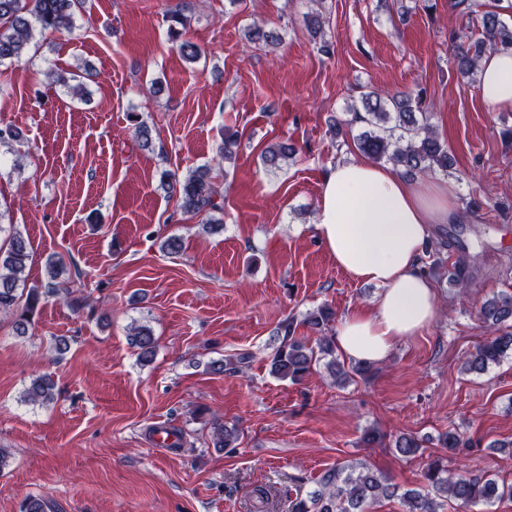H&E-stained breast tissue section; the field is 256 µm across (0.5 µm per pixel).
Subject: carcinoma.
<instances>
[{"instance_id": "carcinoma-1", "label": "carcinoma", "mask_w": 512, "mask_h": 512, "mask_svg": "<svg viewBox=\"0 0 512 512\" xmlns=\"http://www.w3.org/2000/svg\"><path fill=\"white\" fill-rule=\"evenodd\" d=\"M81 0H0V65L19 63L25 57L32 39V31L69 32L73 15ZM456 76L468 83L477 81L480 63L485 55L512 50V25L500 18L495 11H483L478 32L451 34ZM350 123H359L366 129L357 138V148L368 157L391 164L408 176L425 175L436 170L443 172L453 165V158L446 145L430 127L425 113L420 111V101L410 96L383 97L370 90L359 96V102L350 107ZM295 152L286 142L267 148L263 155L266 168L278 169ZM178 197L180 209L186 213L209 214L223 209L217 202L221 197L218 185L206 168L195 170L184 181L170 186ZM31 259L28 243L19 230H14L7 250H0V314L13 316L16 335L24 336L39 306L49 296H59L72 307L79 309V299L73 297L77 282L60 280L62 261L51 257L47 261V280L40 288H30L26 296L18 293L21 274ZM479 318L496 335L485 339L476 351L465 360L464 368L483 373L492 364L499 363L512 352V332H502L500 327L512 321V295L496 294L484 300L478 311ZM333 312L321 307L309 313L306 322L317 332L322 331L332 319ZM279 343L271 355V372L280 379L293 382L310 374L313 364L328 359L326 366L344 379L351 375L365 376L370 366L357 363L345 369L336 361V344L324 336L318 348L307 346L294 336L293 321L283 322L277 331ZM131 343L140 350V358L153 357L156 341L151 328L139 325L133 329ZM251 355L240 353L235 357L216 361L213 368L240 372L250 363ZM30 402L51 403L55 399L54 384L45 376L31 380L24 392ZM237 441L236 430L217 424L213 427L212 442L216 448H232ZM397 453L412 456L421 450L419 440L403 435L394 444ZM426 490L410 489L398 494V488L388 482L380 472L364 462H355L327 472L319 487L304 497L296 499L291 512H368L381 499L401 496L406 512H440L438 497L456 501L470 509L480 503L490 504L512 496V486H505L493 477L473 474L449 475L442 457L429 461L422 472Z\"/></svg>"}]
</instances>
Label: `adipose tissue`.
<instances>
[{
    "label": "adipose tissue",
    "instance_id": "ef3b65f1",
    "mask_svg": "<svg viewBox=\"0 0 512 512\" xmlns=\"http://www.w3.org/2000/svg\"><path fill=\"white\" fill-rule=\"evenodd\" d=\"M478 93L489 110L512 107L511 51L482 60ZM462 215L445 185L363 157L328 167L316 209L318 240L350 278L378 288L369 308L345 316L336 329V347L348 360L379 364L396 343L430 328L436 293L423 266L430 227Z\"/></svg>",
    "mask_w": 512,
    "mask_h": 512
}]
</instances>
